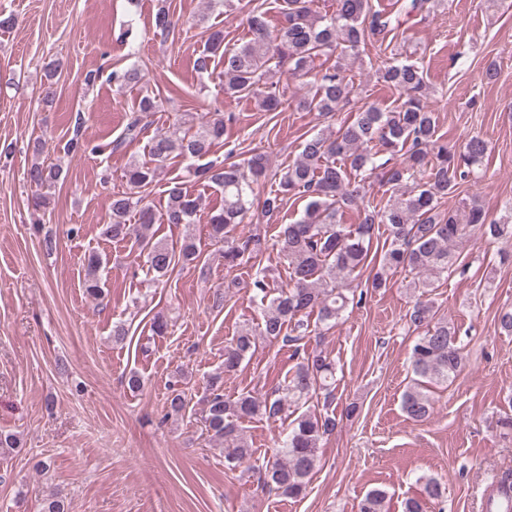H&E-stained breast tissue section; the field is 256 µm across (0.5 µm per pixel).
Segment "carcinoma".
<instances>
[{"instance_id":"cac0c4a2","label":"carcinoma","mask_w":512,"mask_h":512,"mask_svg":"<svg viewBox=\"0 0 512 512\" xmlns=\"http://www.w3.org/2000/svg\"><path fill=\"white\" fill-rule=\"evenodd\" d=\"M281 22L269 29L266 12L254 6L247 17L251 38L234 49L224 46V29L206 26L204 48L194 60L199 73H211L217 60L224 64V95L228 98L251 96L263 112H280L285 91L280 89L278 74L305 77L313 75L309 92L297 107L309 112L329 114L352 101L354 83L341 63L313 72L311 63L320 56L338 52L359 57L371 51L379 36L402 25L400 16L373 9L371 0H336L333 14L321 16L313 10V0H279ZM177 25L170 9L161 7L154 19L160 35L169 34ZM376 72L386 84L407 95L397 110L376 105L355 112L353 120L329 134L305 139L298 157L278 178V188L262 203L268 216L279 212L285 200L306 199L303 216L293 224L282 225L272 240L256 233L236 234L254 206V186L268 177L269 160L255 152L237 163L200 160L213 147L226 141L235 117L231 112L205 114L196 131L189 134L175 124L155 137L149 147L150 161L132 162L123 173L131 188L151 185L173 158L189 159V173L214 186L224 195L221 207L209 214L210 237L221 246L224 264L233 268L261 263V257L273 249L287 264L289 281L274 288L267 281L266 269H259L252 279V290L266 304L257 327L242 330L224 346V372L237 370L261 336L270 341L296 342L298 336H286L291 325L308 329V318L317 312L315 324L336 325L350 306L363 302L364 292L355 282L371 265L374 239L380 227L385 238L380 265L368 278V287H387L388 273L409 269L416 277L408 283L412 305L406 318L419 331L410 348L415 379L402 397V409L408 418L424 421L433 411L430 388L446 383L465 366L458 346L459 329L439 314L432 293L448 277L455 264V249L470 232L478 229L489 240L512 242V202L498 219H488L474 198L462 200L460 211L444 213L439 200L459 191L476 179L477 168L486 153V143L470 138L463 150L456 152L439 143L435 113L429 107L430 90L423 73L414 63L375 53ZM158 110L156 99L139 100L127 124V134L138 135L147 126V118ZM381 171L388 185L387 199L365 200L366 172ZM360 174L356 179L351 172ZM62 170L52 164L34 163L27 172L31 186L41 188L60 180ZM167 205L157 214L130 192L116 193L109 203V221L103 234L116 241L133 239L146 251L148 270L163 276L175 257L192 264L200 257L194 241L187 238L179 252L149 235L153 224H192L201 208V198L188 193L182 183L171 181ZM367 201L364 218L358 224L342 223L343 213ZM139 223H129L132 212ZM103 260L97 254L87 258L82 287L87 295H101ZM336 382V362L322 351L308 354L297 362L285 385L270 393L242 392L234 400L224 398L223 389L213 386L207 399L203 421L212 440L224 444V464L229 469L254 468V452L244 437L242 423L253 418L289 421L288 434L281 449L262 463V487L289 498L301 496L319 463L323 438L337 426L334 414L307 410L290 418L288 410L303 400L324 393L332 403L331 386ZM173 415L182 414L188 396L181 389L171 390L167 398ZM445 487L435 477L423 481L422 494L404 501L403 512H427V505L440 500ZM512 502V476L507 474L492 487L485 512H500L498 504ZM387 492L369 490L359 503V512H386Z\"/></svg>"}]
</instances>
